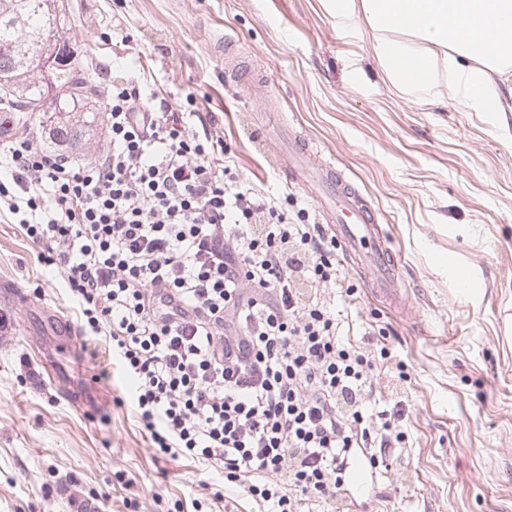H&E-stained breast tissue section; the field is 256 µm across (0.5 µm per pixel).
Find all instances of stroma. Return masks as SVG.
Segmentation results:
<instances>
[{
    "mask_svg": "<svg viewBox=\"0 0 512 512\" xmlns=\"http://www.w3.org/2000/svg\"><path fill=\"white\" fill-rule=\"evenodd\" d=\"M96 71L148 67L159 89L224 112V140L240 176L291 194L322 223L315 201L289 182L270 151L299 137L334 164L372 208L399 255L407 312L357 290L340 333L374 350L390 336L395 361L379 369L381 406L402 402L408 439L377 469L370 492H348L366 512H512V112L453 99L402 96L373 51L366 23L342 29L326 0H70ZM40 246L0 222V512H194L224 491L189 459L160 460L131 405V386L98 336L80 349L52 312L78 325ZM474 286L460 293L449 265ZM407 372L400 380L399 372Z\"/></svg>",
    "mask_w": 512,
    "mask_h": 512,
    "instance_id": "stroma-1",
    "label": "stroma"
}]
</instances>
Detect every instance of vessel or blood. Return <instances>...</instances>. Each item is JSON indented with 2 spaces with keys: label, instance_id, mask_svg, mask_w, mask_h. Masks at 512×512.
<instances>
[{
  "label": "vessel or blood",
  "instance_id": "obj_1",
  "mask_svg": "<svg viewBox=\"0 0 512 512\" xmlns=\"http://www.w3.org/2000/svg\"><path fill=\"white\" fill-rule=\"evenodd\" d=\"M279 168L289 181L308 188L327 210L332 231L340 236L347 256L372 291L390 304L407 306L398 260L375 214L341 173L329 164L310 166L306 152L297 147L281 154Z\"/></svg>",
  "mask_w": 512,
  "mask_h": 512
}]
</instances>
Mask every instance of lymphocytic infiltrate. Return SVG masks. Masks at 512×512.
Instances as JSON below:
<instances>
[{"label": "lymphocytic infiltrate", "mask_w": 512, "mask_h": 512, "mask_svg": "<svg viewBox=\"0 0 512 512\" xmlns=\"http://www.w3.org/2000/svg\"><path fill=\"white\" fill-rule=\"evenodd\" d=\"M146 73L104 82L91 157L0 143V214L131 381L156 457L224 475L266 512L336 507L357 449L385 465L405 414L372 411L377 360L338 335L336 241L243 182L224 118Z\"/></svg>", "instance_id": "lymphocytic-infiltrate-1"}]
</instances>
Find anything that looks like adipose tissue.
Masks as SVG:
<instances>
[{
  "instance_id": "obj_1",
  "label": "adipose tissue",
  "mask_w": 512,
  "mask_h": 512,
  "mask_svg": "<svg viewBox=\"0 0 512 512\" xmlns=\"http://www.w3.org/2000/svg\"><path fill=\"white\" fill-rule=\"evenodd\" d=\"M337 24L365 19L388 79L408 96L447 93L512 112V0H328Z\"/></svg>"
}]
</instances>
